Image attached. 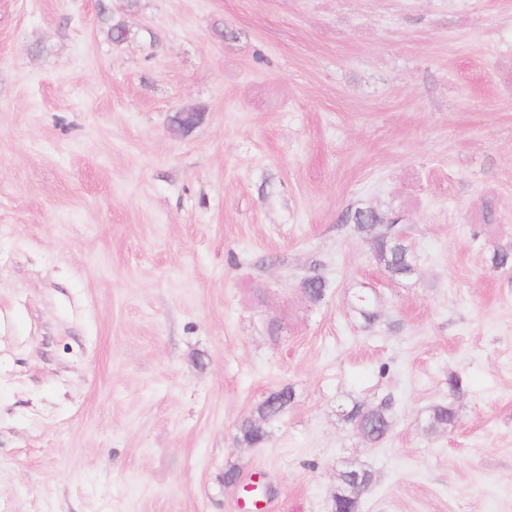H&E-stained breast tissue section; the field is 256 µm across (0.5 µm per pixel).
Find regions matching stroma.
<instances>
[{
    "label": "stroma",
    "mask_w": 512,
    "mask_h": 512,
    "mask_svg": "<svg viewBox=\"0 0 512 512\" xmlns=\"http://www.w3.org/2000/svg\"><path fill=\"white\" fill-rule=\"evenodd\" d=\"M501 251L512 0H0V512H242L232 467L259 512H329L351 468L360 512H512ZM347 220L357 224L359 231L371 236L376 244L375 257L384 270L391 277L408 275L412 270V263L408 248L391 236L388 225L395 224L386 220L373 210H356L352 215H347ZM386 224V225H383ZM380 226H385L382 229ZM292 395L290 391L282 390L271 393L262 403V415L258 412L259 423L245 421L240 427V440L249 447H255L264 442L267 431L264 423L281 416L288 408ZM389 407L387 401L370 408L356 404L348 411L347 419L367 435L370 441L378 442L388 433L391 426ZM368 411H372L371 417H367Z\"/></svg>",
    "instance_id": "stroma-1"
}]
</instances>
